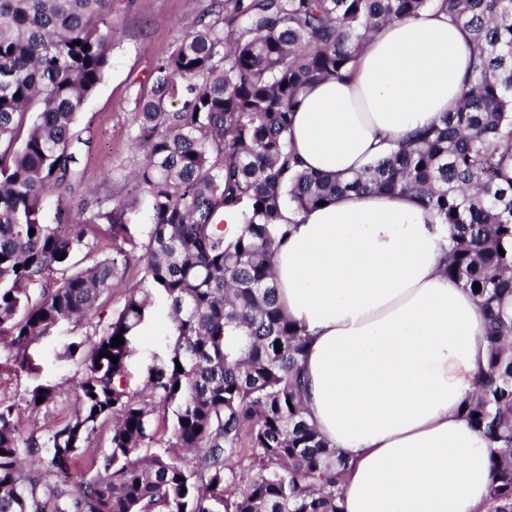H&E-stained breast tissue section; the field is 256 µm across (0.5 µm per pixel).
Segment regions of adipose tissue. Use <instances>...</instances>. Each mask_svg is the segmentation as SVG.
I'll return each mask as SVG.
<instances>
[{
    "instance_id": "obj_1",
    "label": "adipose tissue",
    "mask_w": 512,
    "mask_h": 512,
    "mask_svg": "<svg viewBox=\"0 0 512 512\" xmlns=\"http://www.w3.org/2000/svg\"><path fill=\"white\" fill-rule=\"evenodd\" d=\"M468 33L427 10L373 36L347 78L306 87L289 132L301 168L351 176L461 97ZM279 301L307 337V418L348 458L345 512H480L491 443L462 408L486 319L442 269L448 227L406 195H346L295 219Z\"/></svg>"
}]
</instances>
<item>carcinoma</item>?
I'll return each instance as SVG.
<instances>
[{"label": "carcinoma", "instance_id": "carcinoma-1", "mask_svg": "<svg viewBox=\"0 0 512 512\" xmlns=\"http://www.w3.org/2000/svg\"><path fill=\"white\" fill-rule=\"evenodd\" d=\"M431 8L470 35L457 106L348 179L299 168L301 91L346 77L373 33ZM111 12L112 0H0V337L18 354L92 318L129 265L118 193L95 199L108 255L66 212L41 222L45 194L80 181L78 115L109 68ZM134 124L132 190L153 207L141 278L106 333L67 346L83 365L68 419L25 435L22 410L48 409L58 389L0 397V512H343L347 460L307 418V337L279 303L274 257L282 208L366 193H409L448 225L446 272L486 315L487 366L463 407L492 444L485 512H512V0H211L154 66ZM224 208L243 218L228 237L212 223ZM158 298L173 341L134 391L131 339ZM105 426L110 447L85 457Z\"/></svg>", "mask_w": 512, "mask_h": 512}]
</instances>
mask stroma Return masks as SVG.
Instances as JSON below:
<instances>
[{"instance_id":"obj_1","label":"stroma","mask_w":512,"mask_h":512,"mask_svg":"<svg viewBox=\"0 0 512 512\" xmlns=\"http://www.w3.org/2000/svg\"><path fill=\"white\" fill-rule=\"evenodd\" d=\"M208 6L209 0H112L110 66L78 121L82 141L76 151L83 180L67 193L52 191L45 195L43 223L57 224L62 206L68 207L73 220H88L95 213L88 204L92 191L106 181L118 185L127 181L138 159L131 147L136 101L150 90L158 58L168 54L194 28ZM124 222L133 243L127 276L128 283L133 284L139 280L142 266L139 246L146 240L152 222L148 196L140 194L130 201ZM123 305L122 290H115L101 298L91 320L60 323L19 356L0 343V396L20 397L38 386L57 387L61 392L57 404L32 414L28 422L40 426L61 419L73 408L74 388L82 375L79 358L66 353V345L103 335ZM168 342L165 305L160 302L132 340L133 351L126 363L130 389L142 387L146 366L154 357L165 355Z\"/></svg>"}]
</instances>
